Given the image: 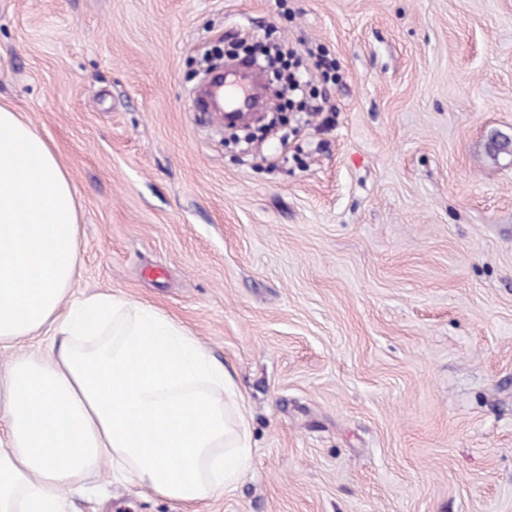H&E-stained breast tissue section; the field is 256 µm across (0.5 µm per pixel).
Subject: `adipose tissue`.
Segmentation results:
<instances>
[{"label":"adipose tissue","instance_id":"ef3b65f1","mask_svg":"<svg viewBox=\"0 0 512 512\" xmlns=\"http://www.w3.org/2000/svg\"><path fill=\"white\" fill-rule=\"evenodd\" d=\"M78 222L52 148L0 105V350L54 337L0 376V512H61L64 490L107 461L182 504L235 489L252 463L242 395L162 310L107 292L67 300Z\"/></svg>","mask_w":512,"mask_h":512}]
</instances>
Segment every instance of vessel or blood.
<instances>
[{
	"mask_svg": "<svg viewBox=\"0 0 512 512\" xmlns=\"http://www.w3.org/2000/svg\"><path fill=\"white\" fill-rule=\"evenodd\" d=\"M257 70L253 63L236 62L234 70L225 72L224 81L196 93L191 107L196 111L248 112L253 108Z\"/></svg>",
	"mask_w": 512,
	"mask_h": 512,
	"instance_id": "b4317fda",
	"label": "vessel or blood"
}]
</instances>
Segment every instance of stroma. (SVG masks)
I'll use <instances>...</instances> for the list:
<instances>
[{
  "instance_id": "stroma-1",
  "label": "stroma",
  "mask_w": 512,
  "mask_h": 512,
  "mask_svg": "<svg viewBox=\"0 0 512 512\" xmlns=\"http://www.w3.org/2000/svg\"><path fill=\"white\" fill-rule=\"evenodd\" d=\"M324 47L335 126L244 155L201 55ZM0 104L66 171L69 295L158 308L251 422L194 505L111 465L64 512H512V0H0Z\"/></svg>"
}]
</instances>
